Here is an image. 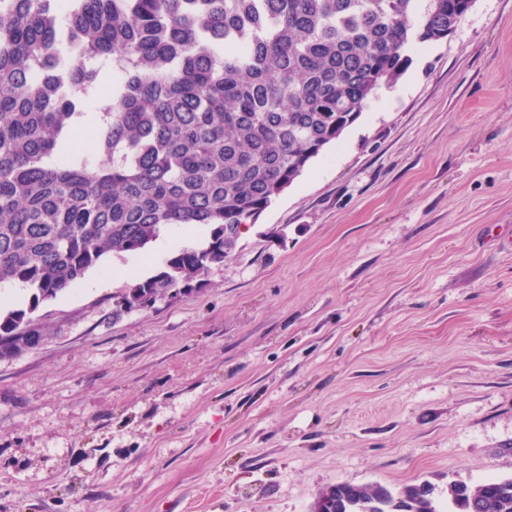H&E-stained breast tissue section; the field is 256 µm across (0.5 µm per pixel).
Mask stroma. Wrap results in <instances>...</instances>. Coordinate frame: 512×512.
<instances>
[{"instance_id":"1","label":"stroma","mask_w":512,"mask_h":512,"mask_svg":"<svg viewBox=\"0 0 512 512\" xmlns=\"http://www.w3.org/2000/svg\"><path fill=\"white\" fill-rule=\"evenodd\" d=\"M189 294L108 254L0 357V512H310L512 477V0L443 41Z\"/></svg>"}]
</instances>
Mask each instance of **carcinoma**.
Instances as JSON below:
<instances>
[{
	"label": "carcinoma",
	"instance_id": "obj_1",
	"mask_svg": "<svg viewBox=\"0 0 512 512\" xmlns=\"http://www.w3.org/2000/svg\"><path fill=\"white\" fill-rule=\"evenodd\" d=\"M456 0H0V351L108 254L171 226L209 236L116 300L147 308L224 264L227 232L268 208L405 71V49L460 22ZM112 72L102 85L100 71ZM91 126L95 151L73 148ZM338 483L311 512H512V477Z\"/></svg>",
	"mask_w": 512,
	"mask_h": 512
}]
</instances>
